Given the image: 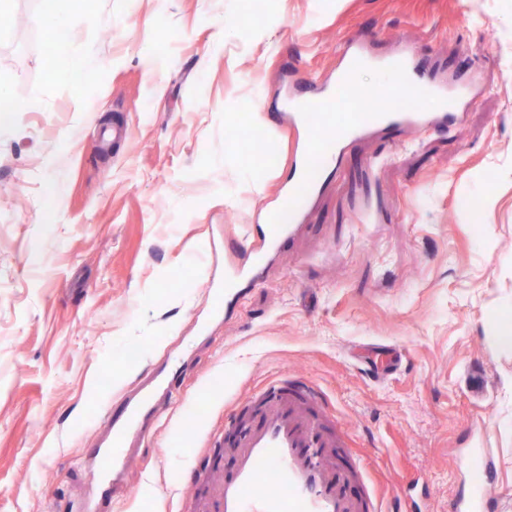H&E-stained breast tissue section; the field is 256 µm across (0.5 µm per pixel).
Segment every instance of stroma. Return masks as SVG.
<instances>
[{"instance_id": "35a3bbf8", "label": "stroma", "mask_w": 512, "mask_h": 512, "mask_svg": "<svg viewBox=\"0 0 512 512\" xmlns=\"http://www.w3.org/2000/svg\"><path fill=\"white\" fill-rule=\"evenodd\" d=\"M43 8L0 14V512H215L193 475L277 378L322 393L392 512H448L477 446L512 512V0H85L61 61L102 66L79 94L46 78ZM355 36L474 80V103L448 132L359 138L261 282L212 312L303 141L283 125L257 146L251 108L280 109V73L335 78ZM381 348L402 361L380 377ZM176 366L103 497L86 450L112 434L85 415Z\"/></svg>"}]
</instances>
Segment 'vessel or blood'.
<instances>
[{
  "label": "vessel or blood",
  "instance_id": "vessel-or-blood-1",
  "mask_svg": "<svg viewBox=\"0 0 512 512\" xmlns=\"http://www.w3.org/2000/svg\"><path fill=\"white\" fill-rule=\"evenodd\" d=\"M396 59L398 89L417 92L409 108L364 106L365 92L340 79L302 89L285 101L292 123L305 127L314 142L295 162L296 178L274 222L260 227L267 250L278 251L292 241L323 166L339 163L349 141L372 132L445 127L457 120V108L469 87L449 92L431 76L416 50L400 51ZM255 398L259 406L243 430L234 428L236 413L225 417V428L235 431L229 441L234 460L220 487V512H382L375 490L367 488L361 496L350 493L351 484H366L368 477L346 443L329 429L317 390L300 380L276 379ZM151 402V394L145 392L115 411L91 410L90 419L109 422L114 433L110 447L92 451L102 466L114 467L122 460L123 438L140 433L139 419L150 411ZM461 464L471 482L449 500L448 512H491L486 486L493 479L494 465L486 449L467 453Z\"/></svg>",
  "mask_w": 512,
  "mask_h": 512
}]
</instances>
